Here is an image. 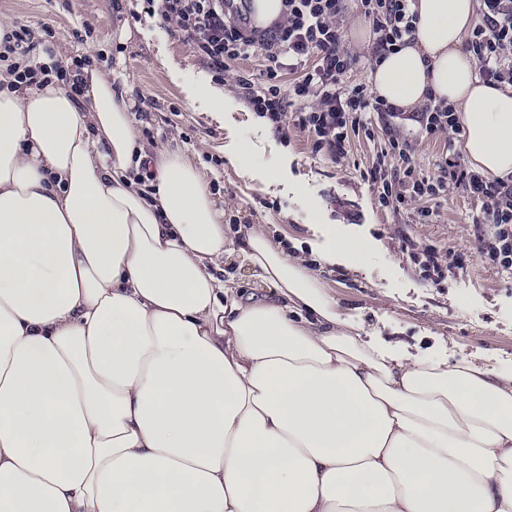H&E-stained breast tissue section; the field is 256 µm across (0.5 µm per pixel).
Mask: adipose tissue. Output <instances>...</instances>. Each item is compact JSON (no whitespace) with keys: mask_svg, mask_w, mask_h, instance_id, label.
Segmentation results:
<instances>
[{"mask_svg":"<svg viewBox=\"0 0 512 512\" xmlns=\"http://www.w3.org/2000/svg\"><path fill=\"white\" fill-rule=\"evenodd\" d=\"M475 6L417 0L371 78L454 106L473 169L506 177L512 92L474 75ZM79 79L11 90L0 67V512H512V371L373 338L268 233L228 237L125 90ZM232 257L265 298L217 277Z\"/></svg>","mask_w":512,"mask_h":512,"instance_id":"obj_1","label":"adipose tissue"}]
</instances>
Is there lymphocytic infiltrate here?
<instances>
[{"label":"lymphocytic infiltrate","mask_w":512,"mask_h":512,"mask_svg":"<svg viewBox=\"0 0 512 512\" xmlns=\"http://www.w3.org/2000/svg\"><path fill=\"white\" fill-rule=\"evenodd\" d=\"M354 4L373 33L370 61L411 43L419 20L416 0ZM283 7L281 20L264 29L252 23L247 0H156L154 11L215 79H223L237 61L262 56L265 65L259 73L236 75L249 108L278 132L305 133L314 153L338 162L346 158L353 135H383L386 148L364 174L378 207L427 224L433 215L430 201L456 189L475 204L476 223L490 230L481 241L482 257L511 269L512 176L481 175L459 153L449 154L435 176L422 173L417 164L418 142L462 133L456 109L431 98L419 111L407 113L388 103L371 83L352 82L360 59L343 44L345 0H283ZM468 51L483 82L512 88V0H481ZM288 73L295 79L287 84L283 77ZM410 121L415 131H407ZM400 248L435 283L462 264L455 251L420 248L406 237Z\"/></svg>","instance_id":"lymphocytic-infiltrate-1"}]
</instances>
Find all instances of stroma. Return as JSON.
<instances>
[{
	"mask_svg": "<svg viewBox=\"0 0 512 512\" xmlns=\"http://www.w3.org/2000/svg\"><path fill=\"white\" fill-rule=\"evenodd\" d=\"M0 22L30 30L34 57L48 42L73 58L102 55L101 70L128 92L142 139L199 159L228 216L300 242L338 307L372 336L414 356L477 358L512 371V269L481 258L483 230L458 192L433 202L428 224L377 206L363 174L384 150L383 136L353 138L335 163L314 153L305 134L277 133L248 108L234 72L213 79L147 0H0ZM243 144L257 179L241 177L234 165ZM403 234L442 253L461 252L464 268L431 282L400 252ZM342 243L357 245L362 259L323 262Z\"/></svg>",
	"mask_w": 512,
	"mask_h": 512,
	"instance_id": "stroma-1",
	"label": "stroma"
}]
</instances>
